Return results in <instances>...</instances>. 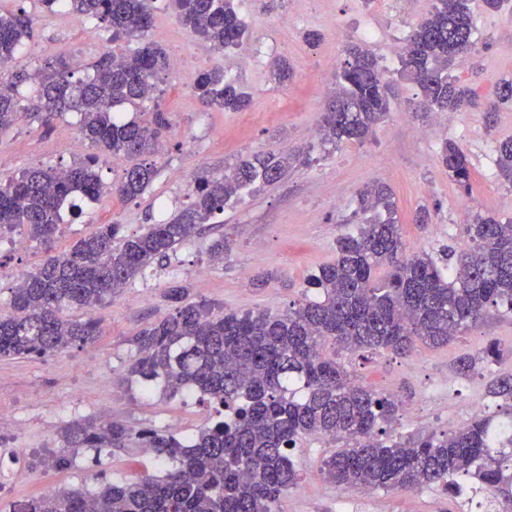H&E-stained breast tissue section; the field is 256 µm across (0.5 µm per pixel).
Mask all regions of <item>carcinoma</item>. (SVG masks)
<instances>
[{
	"mask_svg": "<svg viewBox=\"0 0 512 512\" xmlns=\"http://www.w3.org/2000/svg\"><path fill=\"white\" fill-rule=\"evenodd\" d=\"M41 12H75L103 24L112 40L135 43L129 53L104 52L93 73L59 59L28 77L9 66L32 19L0 14V130L20 122L18 87L36 84L28 111L45 122L80 114V132L90 146L131 160L118 181L107 185L91 163L67 169L31 168L0 180V227L21 229L48 243L62 224L82 214L81 199L96 203L116 193L133 200L158 174L155 144L170 122L160 108L148 121L127 117L160 93L169 68L150 39L154 0H35ZM470 0H431L427 15L411 27L397 73L416 84L420 112H446L476 104L475 92L453 75L475 49ZM177 20L209 49L225 53L248 40L238 0H169ZM336 72L334 95L323 112L319 135L325 143H362L391 111L386 71L364 43L349 45ZM193 93L208 106L240 111L250 96L222 69L197 73ZM512 102V79L500 82L487 111ZM497 165L512 182V138L498 145ZM290 154L258 151L224 169L220 177L195 178L191 201L170 217L133 235L119 224H102L69 251L48 253L38 268L18 278L11 310L0 314V358L62 352L95 342L91 319H65L64 308L92 311L118 296L136 277L167 269L178 246L200 236L229 202L244 191L284 177ZM440 161L464 193L471 190V166L455 142L443 144ZM347 223L356 231L338 240L336 260L307 279L303 291L280 312L269 310L210 315L206 304L187 301L188 288L171 276L164 296L174 312L133 339L128 369L148 392L169 396L186 390L199 395L213 419L195 436L156 429L135 431L115 420H73L60 433L61 446L36 461L58 470L69 466L78 448L135 445L171 468L157 476L107 482L94 491L58 488L17 501L10 512H278V503L297 481L290 453L309 436L344 440L346 446L321 463L336 486L411 491L435 485L451 497L466 493L477 508L493 512L512 493V412L505 420L478 416L448 434L379 435L399 420L401 401L355 381L341 360L363 352L410 354L420 341L444 346L476 325L491 309L512 313V218L502 222L481 214L466 227L469 245L447 246L433 255L406 254L403 229L391 191L379 184L358 193ZM380 266L387 278H375ZM498 348L490 342L478 356L465 355L457 371L466 377L484 369ZM491 397L512 402V376L490 385Z\"/></svg>",
	"mask_w": 512,
	"mask_h": 512,
	"instance_id": "cac0c4a2",
	"label": "carcinoma"
}]
</instances>
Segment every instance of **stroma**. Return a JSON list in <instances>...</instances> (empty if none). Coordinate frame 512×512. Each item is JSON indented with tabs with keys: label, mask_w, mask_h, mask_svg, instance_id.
<instances>
[{
	"label": "stroma",
	"mask_w": 512,
	"mask_h": 512,
	"mask_svg": "<svg viewBox=\"0 0 512 512\" xmlns=\"http://www.w3.org/2000/svg\"><path fill=\"white\" fill-rule=\"evenodd\" d=\"M430 0H418L415 14H407L399 0H243L239 11L251 31L256 64L236 70L235 76L251 98L248 109L226 112L202 104L190 87V75L167 70L160 84V104L170 121L164 140L168 150L158 158L159 174L144 195L134 200L116 196L84 204L83 215L62 226L55 251L64 252L100 224L123 225L135 234L155 223L162 211L187 205V193L197 173L222 174L254 151L299 154L300 159L277 183L233 206L225 207L216 224L204 235L185 243L171 254L169 267L188 286V299L205 302L212 312L278 311L300 297L307 278L336 257V241L351 227L346 219L358 206L363 187L381 182L394 193L407 252L437 251L440 246L464 248L467 213L472 210L500 220L512 218V183L496 166V147L512 138V103L486 114L470 108L438 112L425 117L410 109L418 94L416 85L396 80L395 98L387 117L360 144L321 145L317 136L326 98L333 88L334 73L346 47L359 41L361 27L377 31L369 47L389 71L399 67L393 48L403 41ZM477 26L475 54L479 73L457 68L461 84L484 100L494 98L500 80L512 78V0L500 10H486L474 0ZM4 14H28L34 21L20 53L12 63L17 73H31L46 62L63 58L91 64L111 43V33L77 14H38L33 0H0ZM154 31L167 56H186L192 73L225 66V55L196 41L179 24L165 0H158ZM319 30V42L306 43L302 35ZM287 58L293 77L287 84L273 78L269 63ZM79 117L70 112L51 125L28 118L0 132V178L37 166L65 169L91 155L88 146L60 150V142L78 136ZM454 141L468 154L472 189L462 193L439 162L441 147ZM431 211V221L419 224L420 206ZM224 241V262L207 266V247ZM48 247L31 241L24 251L0 252V312L7 311L15 285L12 271L21 266L34 270ZM208 269L207 287H199L195 272ZM265 285L257 280L263 274ZM166 275L135 279L121 296L106 299L92 313L101 334L94 343L75 346L54 355L24 356L0 360V377L6 385L0 395L9 401L24 436L15 446L18 463L0 468V507L39 495L43 484L54 487L85 485L86 470L108 481L133 476L132 464L139 449H112L95 456L79 450L74 465L58 471L39 466L41 482L18 483L12 468H26L32 459L58 448V433L78 418H111L139 430L164 429L175 423L183 434L206 424L211 409L199 400L183 401L157 393L144 396L131 381L127 367L135 354L133 339L147 325L167 317L173 303L163 295ZM497 342L500 356L468 378L456 371L461 355L474 354L489 342ZM345 363L363 384L393 393L402 402L395 434L448 433L474 417L471 403L482 399L487 412L497 401L488 390L494 379L512 375V316L489 315L448 345L417 344L407 357L388 352L346 357ZM337 442L310 437L294 453L296 484L279 502L280 512H476L461 499L440 488L414 491L376 489L358 500L351 488L325 482L319 473L324 457L337 450Z\"/></svg>",
	"instance_id": "35a3bbf8"
}]
</instances>
